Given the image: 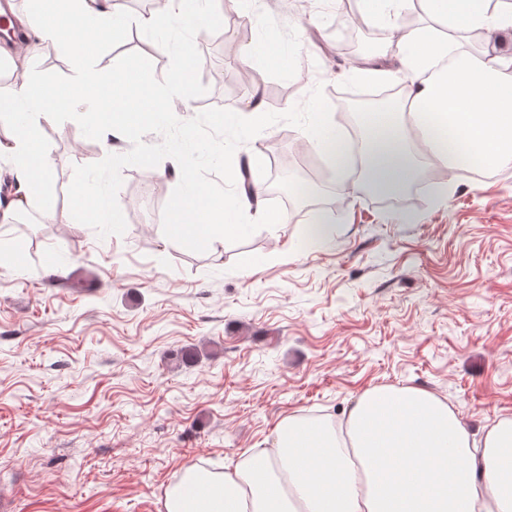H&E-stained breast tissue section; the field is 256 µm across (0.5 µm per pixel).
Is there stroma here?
<instances>
[{"instance_id":"1","label":"stroma","mask_w":512,"mask_h":512,"mask_svg":"<svg viewBox=\"0 0 512 512\" xmlns=\"http://www.w3.org/2000/svg\"><path fill=\"white\" fill-rule=\"evenodd\" d=\"M342 6L231 0L251 36L223 48L196 35L207 91L175 99V115L223 106L245 115L259 87L278 83L294 91L264 111L285 112L319 87L332 121L358 124L351 89L414 75L389 29ZM129 52L164 78L168 54L135 26L97 66ZM28 67L58 85L78 76L63 43L31 51ZM41 144L54 165L31 205L41 231H0V501L10 512H160L187 467L234 468L288 418L339 420L376 387L430 391L478 435L512 419V166L459 171L443 201L381 198L361 173L333 176L316 197L330 230L314 242L292 215L298 195L277 197L271 157L307 176L323 151L278 123L235 152L267 192L268 222L199 244L165 234L209 220L203 203L175 211L171 178L156 222H139L147 168L121 172L123 235L75 221L74 168L99 161L100 143L67 112L43 125ZM17 239L26 248L15 256ZM184 349L192 361L175 360Z\"/></svg>"}]
</instances>
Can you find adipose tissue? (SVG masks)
I'll return each mask as SVG.
<instances>
[{
  "label": "adipose tissue",
  "instance_id": "ef3b65f1",
  "mask_svg": "<svg viewBox=\"0 0 512 512\" xmlns=\"http://www.w3.org/2000/svg\"><path fill=\"white\" fill-rule=\"evenodd\" d=\"M491 0H360L362 18L393 28L403 10L421 6L429 26L400 34L403 64L420 73L405 100L365 115L366 175L389 191L406 185L421 150L447 164L497 169L512 164V80L498 62L462 51L463 33L512 28V8ZM122 22L114 0H31L21 23L40 45L67 39L81 78L68 87L36 80L27 53L0 46V67L18 79L7 92L14 137L0 142V160L14 184L0 198V222L12 223L49 185L52 164L39 148L42 124L88 103L91 129L104 151L125 130L104 112L102 89H120L84 70L89 46L112 39ZM223 220L184 224L175 240L220 241L237 230L241 213H263L261 197L235 193ZM163 512H512V419L497 420L482 439L471 437L458 413L416 388H373L338 425L288 418L270 447L254 448L233 470L186 468L163 498Z\"/></svg>",
  "mask_w": 512,
  "mask_h": 512
}]
</instances>
